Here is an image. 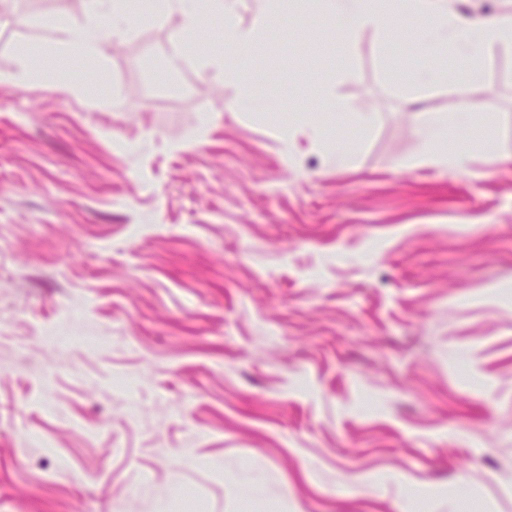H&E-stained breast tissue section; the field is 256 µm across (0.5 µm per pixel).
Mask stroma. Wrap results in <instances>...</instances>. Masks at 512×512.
Wrapping results in <instances>:
<instances>
[{"mask_svg": "<svg viewBox=\"0 0 512 512\" xmlns=\"http://www.w3.org/2000/svg\"><path fill=\"white\" fill-rule=\"evenodd\" d=\"M284 9L236 112L218 20L167 74L179 15L81 68L65 0L0 14V512H512V46L424 85ZM413 133L422 144L420 163L460 171L468 169L470 149L462 144L448 147L447 126L418 120L413 126Z\"/></svg>", "mask_w": 512, "mask_h": 512, "instance_id": "stroma-1", "label": "stroma"}]
</instances>
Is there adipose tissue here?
I'll use <instances>...</instances> for the list:
<instances>
[{"label":"adipose tissue","mask_w":512,"mask_h":512,"mask_svg":"<svg viewBox=\"0 0 512 512\" xmlns=\"http://www.w3.org/2000/svg\"><path fill=\"white\" fill-rule=\"evenodd\" d=\"M91 6L80 16L71 18L61 29L74 57L86 63L98 61L112 46L122 42L129 18L150 12L174 13L183 26L171 37L173 51L165 66L179 72L185 62L186 37L200 24L203 15L219 18L224 25L227 53L214 58L222 67L224 78L241 88L238 99L225 103L228 112L237 111L250 98L246 69L257 57L260 45L258 28L278 21L276 0H254L257 29H244L238 23L241 0H90ZM315 8L328 15L338 36L352 39L365 30L389 36L398 23L413 31L423 55L430 64L419 72L430 83L447 81L458 61L469 64L467 78L476 82L482 77L484 59L497 47L512 45V13L465 18L448 8L447 0H313ZM111 16L109 26H101V16ZM415 137L422 144L421 163L439 168L467 170L470 149L448 143L446 126L417 121Z\"/></svg>","instance_id":"adipose-tissue-1"}]
</instances>
